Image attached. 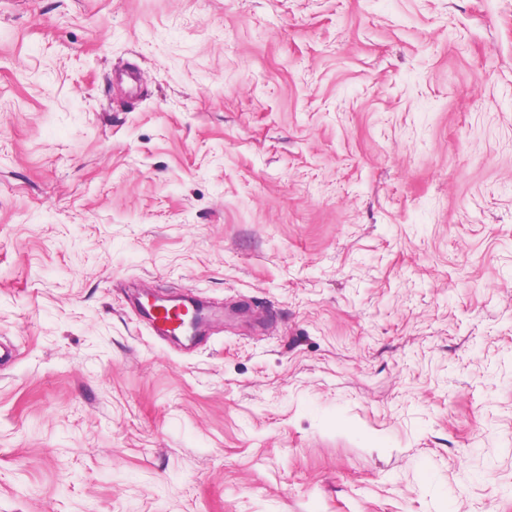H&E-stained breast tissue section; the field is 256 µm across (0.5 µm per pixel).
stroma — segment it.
I'll use <instances>...</instances> for the list:
<instances>
[{"instance_id": "stroma-1", "label": "stroma", "mask_w": 512, "mask_h": 512, "mask_svg": "<svg viewBox=\"0 0 512 512\" xmlns=\"http://www.w3.org/2000/svg\"><path fill=\"white\" fill-rule=\"evenodd\" d=\"M0 339V512H512V0H0Z\"/></svg>"}]
</instances>
